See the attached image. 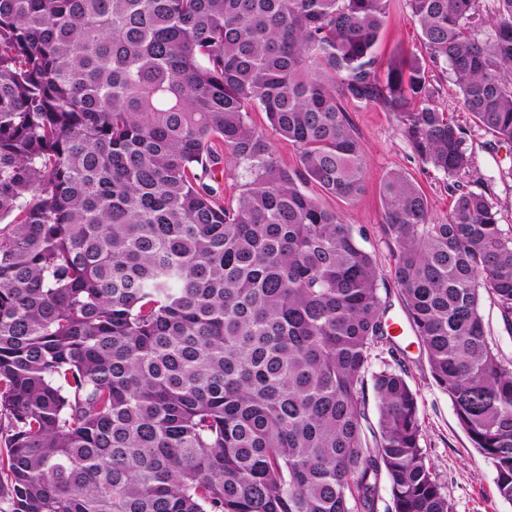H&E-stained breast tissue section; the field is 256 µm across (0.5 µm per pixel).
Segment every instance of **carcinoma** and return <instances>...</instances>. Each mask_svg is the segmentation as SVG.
I'll list each match as a JSON object with an SVG mask.
<instances>
[{
    "mask_svg": "<svg viewBox=\"0 0 512 512\" xmlns=\"http://www.w3.org/2000/svg\"><path fill=\"white\" fill-rule=\"evenodd\" d=\"M426 56L378 73L390 0H0V512H454L345 204L380 107L426 167H472L431 68L512 143V0H407ZM291 144L282 165L250 121ZM244 166L236 202L204 182ZM391 276L436 385L512 502V230L380 184ZM392 362L371 371L372 353ZM377 428L367 439L368 393ZM252 121L259 127L263 128L268 136L269 141L282 160V162L292 166L295 162V151L288 141L282 140L281 137L269 126L265 114L263 112L250 113ZM482 312L488 336L497 344L503 357L512 361V335L506 332L498 309L487 299Z\"/></svg>",
    "mask_w": 512,
    "mask_h": 512,
    "instance_id": "1",
    "label": "carcinoma"
}]
</instances>
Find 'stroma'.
<instances>
[{"instance_id": "obj_1", "label": "stroma", "mask_w": 512, "mask_h": 512, "mask_svg": "<svg viewBox=\"0 0 512 512\" xmlns=\"http://www.w3.org/2000/svg\"><path fill=\"white\" fill-rule=\"evenodd\" d=\"M421 51L419 28L410 17L407 0H391L389 20L379 46L380 65H387L397 55ZM431 82L438 108L453 113L466 130V147L472 155L473 167L469 175L460 179L461 188L484 193L496 207L503 228H512V144L498 142L473 123L470 115L462 111L458 90L447 74L433 72ZM350 118L366 151L368 169L363 195L343 205L342 211L347 223L363 229V245L377 259L379 286L390 293L386 317L392 321V331L408 355V382L418 395L423 427L421 445L455 512H512V502L503 500L497 492L492 466L472 447L447 394L434 382L390 276L395 242L383 227L379 197L382 179L392 171L413 179L427 196L431 216L437 221L450 209L452 181L423 167L390 113L366 107L353 110Z\"/></svg>"}]
</instances>
